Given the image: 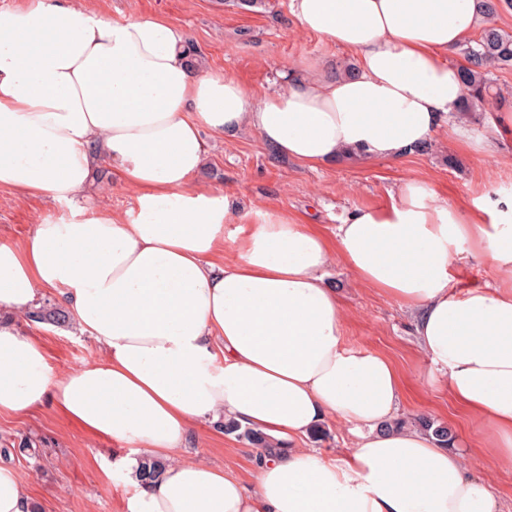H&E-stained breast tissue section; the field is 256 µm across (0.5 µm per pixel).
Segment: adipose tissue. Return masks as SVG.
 I'll use <instances>...</instances> for the list:
<instances>
[{"mask_svg": "<svg viewBox=\"0 0 512 512\" xmlns=\"http://www.w3.org/2000/svg\"><path fill=\"white\" fill-rule=\"evenodd\" d=\"M479 3L290 0L301 29L358 67L330 78L300 63L260 95L194 68L186 32L161 17L112 22L80 0L0 11V190L66 208L24 243L0 241V415L49 404L127 445L119 467L135 489L123 512H500L458 451L396 426L400 375L346 346L343 303L324 276L341 264L405 307L456 404L512 464V196L455 206L408 179L327 237L281 209L236 211L195 180L206 131L256 132L312 169L417 150L460 106L448 54L471 38ZM104 158L134 194L124 212L79 203ZM468 254L506 285L462 287ZM41 289L99 359L54 373L42 342L14 326ZM226 420L275 442L256 487L231 465L176 457L194 425ZM324 423L353 425L355 442L334 456L304 447ZM143 449L167 463L149 486L136 477ZM0 512H32L3 463Z\"/></svg>", "mask_w": 512, "mask_h": 512, "instance_id": "1", "label": "adipose tissue"}]
</instances>
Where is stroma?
<instances>
[{
    "label": "stroma",
    "mask_w": 512,
    "mask_h": 512,
    "mask_svg": "<svg viewBox=\"0 0 512 512\" xmlns=\"http://www.w3.org/2000/svg\"><path fill=\"white\" fill-rule=\"evenodd\" d=\"M107 20L158 16L188 34L197 68L223 71L256 92L270 89L276 73L307 61L327 75L354 62L352 52L333 47L302 30L289 12V0H264L240 8L234 0H83ZM498 92L490 111L453 118L427 143L398 160L361 161L344 157L315 169L270 151L255 133L205 134L207 157L197 180L223 189L239 207L275 206L300 219L315 221L325 234L351 211L381 207L389 191L405 179L426 182L449 203L486 196H512V134L494 124L498 112L512 111V67L493 73ZM494 154H487L485 144ZM98 187L86 205L124 211L131 191L112 183V165L101 160ZM63 207L37 195L0 191V239L29 236L39 220L62 215ZM327 282L341 294L348 347L390 357L404 378L400 417H427L448 426L469 469L486 477L494 495L512 512V471L489 448L484 422L459 408L444 377L418 349L413 322L394 300L359 284L341 265L330 266ZM21 333L40 339L49 365L65 372L100 356L99 345L73 324L55 326L19 316ZM0 449L27 483L39 512H122L132 488L113 475L112 467L129 453L127 446L93 437L43 406L29 415L0 416ZM257 448L237 435L205 422L192 431L182 455L215 463L231 461L248 485L257 484Z\"/></svg>",
    "instance_id": "35a3bbf8"
}]
</instances>
